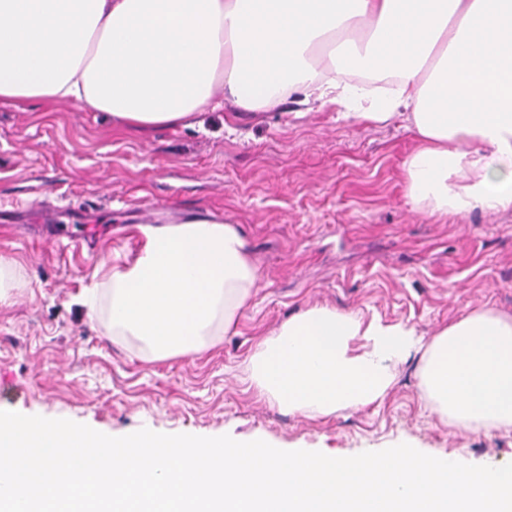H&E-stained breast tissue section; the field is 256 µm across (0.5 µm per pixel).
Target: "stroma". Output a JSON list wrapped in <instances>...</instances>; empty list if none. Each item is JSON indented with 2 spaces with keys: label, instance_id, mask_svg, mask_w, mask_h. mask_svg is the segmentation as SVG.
I'll return each mask as SVG.
<instances>
[{
  "label": "stroma",
  "instance_id": "1",
  "mask_svg": "<svg viewBox=\"0 0 512 512\" xmlns=\"http://www.w3.org/2000/svg\"><path fill=\"white\" fill-rule=\"evenodd\" d=\"M283 108L188 127L117 128L105 112L0 100V255L20 278L0 306V410L65 418L110 435L261 439L348 457L407 443L475 465L512 462V431L446 423L424 400L421 354L381 404L311 419L246 391L258 342L326 306L403 322L425 340L468 315L512 318V209L438 215L406 203L414 147L400 122L351 126ZM153 226L236 225L261 276L237 331L154 359L89 318L102 264L120 265Z\"/></svg>",
  "mask_w": 512,
  "mask_h": 512
}]
</instances>
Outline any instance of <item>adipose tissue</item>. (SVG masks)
<instances>
[{
    "mask_svg": "<svg viewBox=\"0 0 512 512\" xmlns=\"http://www.w3.org/2000/svg\"><path fill=\"white\" fill-rule=\"evenodd\" d=\"M390 74L377 93L360 76ZM297 97L350 125L401 119L415 209H512V0H0V100L70 103L138 131L231 103ZM103 269L116 336L154 357L197 353L235 328L260 275L236 225L145 229ZM422 353L424 394L454 425L512 430V320L472 314L423 344L401 322L314 307L265 337L244 384L323 417L381 402Z\"/></svg>",
    "mask_w": 512,
    "mask_h": 512,
    "instance_id": "1",
    "label": "adipose tissue"
}]
</instances>
